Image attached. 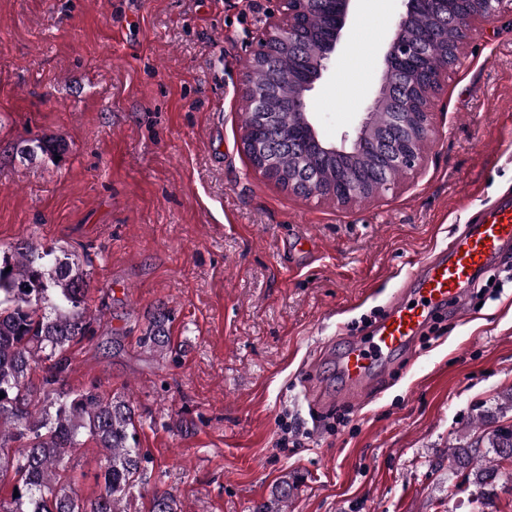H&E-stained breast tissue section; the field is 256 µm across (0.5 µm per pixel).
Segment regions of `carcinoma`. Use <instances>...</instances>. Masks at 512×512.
Returning a JSON list of instances; mask_svg holds the SVG:
<instances>
[{
  "label": "carcinoma",
  "instance_id": "obj_1",
  "mask_svg": "<svg viewBox=\"0 0 512 512\" xmlns=\"http://www.w3.org/2000/svg\"><path fill=\"white\" fill-rule=\"evenodd\" d=\"M457 38L448 31V59L433 51L434 64L452 69ZM10 271H5L6 267ZM86 272L64 253L40 250L29 242L11 247L0 267V478L12 474L18 496L0 501V512H123L127 491L143 471L146 457L137 447L134 408L121 394L105 396L96 387L73 391L57 387L70 345L90 329L85 307ZM167 315H153L143 344L163 350ZM46 364L41 403L32 399L26 377ZM89 437L101 448L104 490L90 502L79 500L65 480L64 460ZM477 442L448 449V473L457 488L483 502L512 464V427L495 428L488 445L497 460L477 458ZM290 483L281 481L262 512H281ZM152 512H180L171 493L153 501Z\"/></svg>",
  "mask_w": 512,
  "mask_h": 512
}]
</instances>
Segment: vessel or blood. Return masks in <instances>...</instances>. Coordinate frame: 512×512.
<instances>
[{
    "label": "vessel or blood",
    "mask_w": 512,
    "mask_h": 512,
    "mask_svg": "<svg viewBox=\"0 0 512 512\" xmlns=\"http://www.w3.org/2000/svg\"><path fill=\"white\" fill-rule=\"evenodd\" d=\"M512 247V200L487 209L478 222L454 232L446 246L419 264L401 298L368 335L347 339L336 354V376L345 396L359 399L384 366L409 351L433 313L459 298Z\"/></svg>",
    "instance_id": "b4317fda"
}]
</instances>
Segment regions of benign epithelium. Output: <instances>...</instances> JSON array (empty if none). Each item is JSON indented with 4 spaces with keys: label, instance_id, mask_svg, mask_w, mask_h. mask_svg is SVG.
Segmentation results:
<instances>
[{
    "label": "benign epithelium",
    "instance_id": "obj_1",
    "mask_svg": "<svg viewBox=\"0 0 512 512\" xmlns=\"http://www.w3.org/2000/svg\"><path fill=\"white\" fill-rule=\"evenodd\" d=\"M278 2V9L265 20L263 37L243 74L240 96L253 121L243 128L241 147L251 166L281 189L306 200L330 199L341 206L395 187V174L413 171L424 160L422 146L434 130L433 98L447 73L426 66L430 47L406 38L412 21L425 12L436 27L449 25L466 39L475 21L490 22L504 12V0H466L469 7L464 10L449 8L450 0H400L403 10L382 54L379 91L354 132L329 142L320 135L313 113L307 111V99L343 48L357 0ZM315 10L328 15L330 23L323 38L312 46L305 31ZM286 52L299 66L289 78L294 122L282 129L270 95L278 84V58ZM285 150L297 157L296 170L286 182L277 163Z\"/></svg>",
    "mask_w": 512,
    "mask_h": 512
}]
</instances>
